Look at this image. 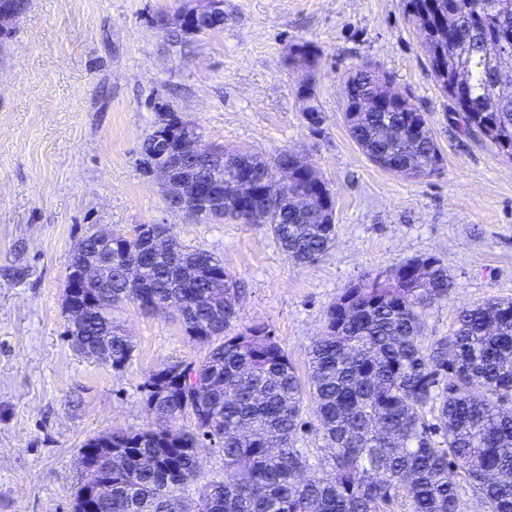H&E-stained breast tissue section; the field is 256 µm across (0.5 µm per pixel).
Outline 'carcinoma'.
<instances>
[{"label": "carcinoma", "mask_w": 512, "mask_h": 512, "mask_svg": "<svg viewBox=\"0 0 512 512\" xmlns=\"http://www.w3.org/2000/svg\"><path fill=\"white\" fill-rule=\"evenodd\" d=\"M448 15V54L468 75L465 93L476 111L461 118L466 132L492 122L491 143L512 159V69L500 72L501 51L512 53V0H439ZM298 61L315 69L319 54L297 45ZM306 120L322 121L310 85L299 88ZM344 119L354 142L379 167L406 179L440 170L441 158L422 113L408 112L391 77L363 63L344 83ZM360 97L380 98L374 112L353 113ZM289 151L271 158L211 148L199 168V192L224 198L202 219L231 220L268 230L289 260L306 265L333 246L336 225L319 213L331 199L328 184L286 181ZM257 194L235 210L238 183ZM280 182L277 193L264 192ZM160 232L141 265L146 287L128 282L123 267ZM178 262L171 265V249ZM427 267V278L413 268ZM454 286L448 267L432 255L413 257L390 279L361 280L331 305L310 352L308 383L314 414L331 455L313 469L294 447L305 425V388L269 325L234 328L240 286L222 261L177 242L163 224H139L112 237V275L96 289L80 335L66 330L76 350L114 370L132 359L135 345L117 317L132 303L149 313L172 307L187 337L208 346L199 363H186L201 396L191 394L175 364L152 372L143 385L153 422L138 431L114 430L87 439L77 453L83 469L95 463L108 494L95 512H460L463 495L485 512H512V300L489 299L462 309L452 335L424 343L423 314ZM432 414L434 421L427 419ZM190 417L194 428L177 422ZM224 458V478L182 495L198 481V453Z\"/></svg>", "instance_id": "obj_1"}]
</instances>
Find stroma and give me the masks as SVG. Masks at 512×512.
<instances>
[{
    "label": "stroma",
    "instance_id": "1",
    "mask_svg": "<svg viewBox=\"0 0 512 512\" xmlns=\"http://www.w3.org/2000/svg\"><path fill=\"white\" fill-rule=\"evenodd\" d=\"M182 3L30 0L0 43V512H72L82 443L147 427L148 375L207 352L170 312L131 304L122 318L136 351L125 368L71 347L69 258L99 230L164 224L183 246L220 258L244 290L237 326L270 325L303 378L343 289L409 258H440L454 281L424 313L425 342L451 335L464 306L512 299V161L462 133L403 0H224L222 27L179 43L157 20ZM300 42L317 49L315 71L292 63ZM364 62L424 113L438 173L395 175L351 139L343 88ZM309 80L316 126L298 95ZM167 113L212 144L308 157L336 202L328 253L298 266L263 229L169 209L141 165Z\"/></svg>",
    "mask_w": 512,
    "mask_h": 512
}]
</instances>
